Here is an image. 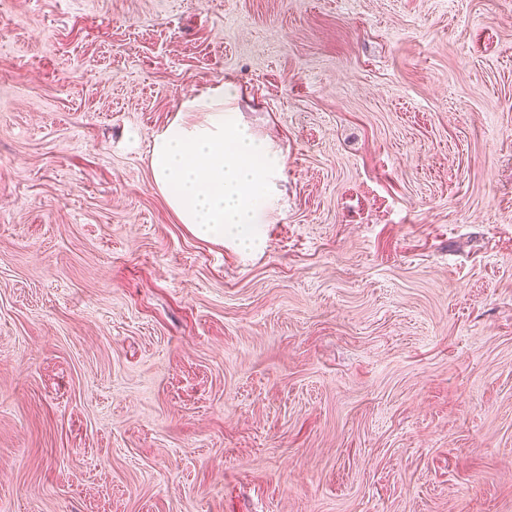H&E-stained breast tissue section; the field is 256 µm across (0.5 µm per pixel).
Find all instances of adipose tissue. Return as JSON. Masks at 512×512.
Here are the masks:
<instances>
[{"label":"adipose tissue","instance_id":"1","mask_svg":"<svg viewBox=\"0 0 512 512\" xmlns=\"http://www.w3.org/2000/svg\"><path fill=\"white\" fill-rule=\"evenodd\" d=\"M240 91L221 82L185 97L177 117L152 138L153 183L195 236L259 247L280 200L281 150L237 119Z\"/></svg>","mask_w":512,"mask_h":512}]
</instances>
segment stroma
Returning a JSON list of instances; mask_svg holds the SVG:
<instances>
[{"mask_svg":"<svg viewBox=\"0 0 512 512\" xmlns=\"http://www.w3.org/2000/svg\"><path fill=\"white\" fill-rule=\"evenodd\" d=\"M224 80L253 253L149 167ZM0 512H512V0H0Z\"/></svg>","mask_w":512,"mask_h":512,"instance_id":"stroma-1","label":"stroma"}]
</instances>
